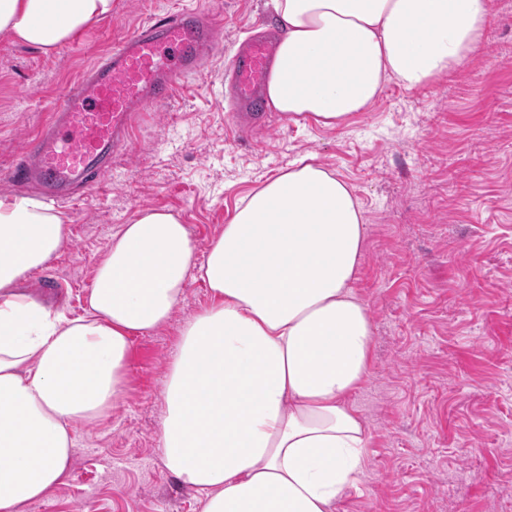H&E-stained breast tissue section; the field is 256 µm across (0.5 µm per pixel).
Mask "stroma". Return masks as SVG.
<instances>
[{
  "label": "stroma",
  "instance_id": "obj_1",
  "mask_svg": "<svg viewBox=\"0 0 512 512\" xmlns=\"http://www.w3.org/2000/svg\"><path fill=\"white\" fill-rule=\"evenodd\" d=\"M186 0H112V15L45 53L0 37V170L49 118L58 91L149 19ZM223 48L133 125L102 190L63 205L68 238L27 286L79 316L118 225L180 215L205 251L239 200L310 157L349 183L366 227L353 288L375 326L352 403L368 461L335 512H512V0H492L485 51L419 89L389 82L342 125L265 111L250 126L227 93L234 43L279 29L271 0H195ZM188 280L163 327L133 337L125 398L78 424L69 471L21 512H198L157 447L170 357L206 306Z\"/></svg>",
  "mask_w": 512,
  "mask_h": 512
}]
</instances>
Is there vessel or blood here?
I'll return each instance as SVG.
<instances>
[{"label": "vessel or blood", "instance_id": "1", "mask_svg": "<svg viewBox=\"0 0 512 512\" xmlns=\"http://www.w3.org/2000/svg\"><path fill=\"white\" fill-rule=\"evenodd\" d=\"M219 49L214 25L196 9L184 7L148 21L60 91L49 121L27 142L20 160L0 171V179L38 183L48 197L65 201L79 191H96L129 137L133 116L171 101ZM277 51L270 32L253 34L237 46L231 79L243 115L263 110Z\"/></svg>", "mask_w": 512, "mask_h": 512}]
</instances>
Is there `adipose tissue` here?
Segmentation results:
<instances>
[{
  "label": "adipose tissue",
  "mask_w": 512,
  "mask_h": 512,
  "mask_svg": "<svg viewBox=\"0 0 512 512\" xmlns=\"http://www.w3.org/2000/svg\"><path fill=\"white\" fill-rule=\"evenodd\" d=\"M285 33L269 107L335 127L398 81L409 89L484 47L490 0H274ZM112 0H0V36L49 52ZM67 227L54 207L0 195V512L60 484L75 427L123 402L133 337L170 320L189 278L211 302L183 326L164 388V466L199 512H333L367 461L350 398L370 375L373 323L353 289L366 230L352 187L294 162L245 195L198 253L185 224L146 208L112 235L82 315L27 293Z\"/></svg>",
  "instance_id": "ef3b65f1"
}]
</instances>
